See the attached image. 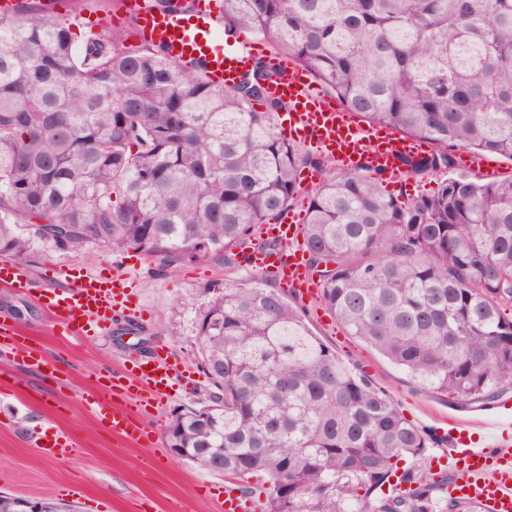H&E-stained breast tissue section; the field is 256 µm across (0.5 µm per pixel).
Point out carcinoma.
<instances>
[{"label":"carcinoma","instance_id":"cac0c4a2","mask_svg":"<svg viewBox=\"0 0 512 512\" xmlns=\"http://www.w3.org/2000/svg\"><path fill=\"white\" fill-rule=\"evenodd\" d=\"M150 11L190 0H145ZM360 121L433 149L404 161L432 194L336 168L283 137L263 58L226 88L203 64L72 23L33 0L0 14V254L133 249L171 271L230 263L288 207L319 299L421 388L489 407L512 391V178L454 176L452 148L512 160V0H224ZM320 183L301 193L299 171ZM195 321L210 404L173 411L168 447L231 475L263 512H479L445 496L432 436L314 336L258 276L204 289ZM410 458L413 464L398 463ZM445 176L446 175H436L419 182L412 177L404 175L400 178H393L392 180L389 179L387 188L389 191L399 195L400 198H403L401 194L410 197L411 195H416L419 190L431 191L437 187V182Z\"/></svg>","mask_w":512,"mask_h":512}]
</instances>
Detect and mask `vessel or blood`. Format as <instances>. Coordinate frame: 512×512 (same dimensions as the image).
Masks as SVG:
<instances>
[{
	"label": "vessel or blood",
	"instance_id": "vessel-or-blood-1",
	"mask_svg": "<svg viewBox=\"0 0 512 512\" xmlns=\"http://www.w3.org/2000/svg\"><path fill=\"white\" fill-rule=\"evenodd\" d=\"M191 4L186 12L156 14L145 10L142 0H124L122 17L133 21L140 40L165 47L170 57L185 64L204 61L211 80L233 86L252 62L253 48H214L212 38L222 21L214 0H191ZM272 66L278 76L270 83L269 93L288 103L291 132L340 167L398 176L403 172L404 157L422 153V144L415 140L382 126H363L288 60L273 59ZM263 230L277 240V248L246 252L244 266L258 273H274L298 296L318 294V284L298 239V225L283 217L264 225ZM0 286L34 297L52 313L65 335L80 341L108 334L115 318L124 316L128 309L127 277H106L77 263L52 264L34 275L24 266L1 261ZM190 383L187 375L176 372L160 354L132 355L122 372L96 382L90 406L96 419L113 435L136 444L148 433L133 400L171 397ZM474 427L485 430L488 441L472 438L470 430ZM448 435L450 445L438 461L451 476L449 493L477 503L482 512H512V454L496 446L497 441L512 439V408L501 405L481 416L449 419ZM218 490L224 495V512H250V501L240 495L233 482L219 485Z\"/></svg>",
	"mask_w": 512,
	"mask_h": 512
}]
</instances>
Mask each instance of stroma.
<instances>
[{
    "label": "stroma",
    "mask_w": 512,
    "mask_h": 512,
    "mask_svg": "<svg viewBox=\"0 0 512 512\" xmlns=\"http://www.w3.org/2000/svg\"><path fill=\"white\" fill-rule=\"evenodd\" d=\"M114 255L112 248L93 245L77 256L42 248L27 267L36 273L48 263L75 261L92 272L128 275L130 301L141 312L134 335L115 330L86 342L74 340L61 335L34 299L0 287V322L14 325L31 352L22 359L0 351V494L66 503L76 512H224L223 500L205 493L219 474L174 456L165 444V430L174 409L209 402L211 387L197 359L194 329L206 300L204 286L238 281L248 272L209 262L166 273L134 250H125L119 265ZM292 302L339 359L366 373L410 422L447 447L441 419L454 414V404L424 391L405 370L349 335L320 301L296 296ZM158 345L169 350L179 369L194 372L196 382L174 397L140 407L151 439L128 445L97 422L87 400L99 377L122 369L128 348L144 354ZM36 429L68 434L75 443L73 454L64 459L45 455L35 445Z\"/></svg>",
    "instance_id": "obj_1"
}]
</instances>
